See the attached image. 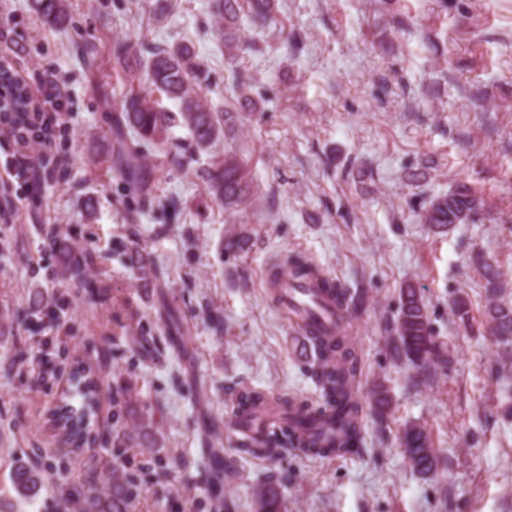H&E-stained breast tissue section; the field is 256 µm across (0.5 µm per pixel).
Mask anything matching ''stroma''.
I'll list each match as a JSON object with an SVG mask.
<instances>
[{"label":"stroma","mask_w":512,"mask_h":512,"mask_svg":"<svg viewBox=\"0 0 512 512\" xmlns=\"http://www.w3.org/2000/svg\"><path fill=\"white\" fill-rule=\"evenodd\" d=\"M155 2L67 0L71 23L60 30L28 0H0V52L25 79L49 68L72 92L68 129L48 134L63 160L36 173L43 191L0 180V201L16 204L0 223V512H63L65 475L99 486L111 462L133 482L127 512H216L219 500L225 512H252L263 483L277 488L282 512H512V418L503 412L512 366L491 341L473 261L480 253L500 267L512 303V0H280L275 21L243 19L246 39L267 47L241 61L260 109L240 106L224 142L184 167L140 143L154 172L142 200L113 171L112 140L125 96L148 83L114 62L113 42L191 43L210 70L202 100L216 110L239 101L211 0H168L161 16ZM228 145L252 186L234 212L197 176ZM459 184L485 202L474 222L445 234L419 223L425 201ZM230 236L249 242L228 253ZM135 249L163 280L134 273ZM291 251L363 300L350 319L363 450L338 460L237 458L217 497L200 473L202 430L210 419L230 423L237 385L319 399L315 360L298 354L299 331L267 297L273 265ZM68 256L81 260V277L65 274ZM408 284L453 346L452 368L424 375L396 355ZM460 293L471 302L468 329L451 310ZM165 304L184 320V350L169 343ZM51 309L67 318L65 338H45ZM40 348L53 368L44 379L30 367ZM75 363L100 376L102 395L95 444L71 450L58 446L46 414ZM379 384L392 399L383 421L369 409ZM131 403L152 419L155 447L119 442ZM410 423L430 436L432 475L406 464L400 435ZM20 459L47 472L30 500L9 481Z\"/></svg>","instance_id":"35a3bbf8"}]
</instances>
